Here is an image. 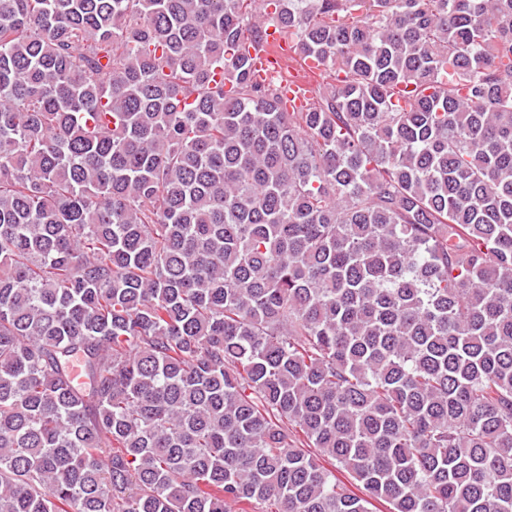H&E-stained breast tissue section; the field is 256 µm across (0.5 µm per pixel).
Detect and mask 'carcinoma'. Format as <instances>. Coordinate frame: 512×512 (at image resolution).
I'll list each match as a JSON object with an SVG mask.
<instances>
[{"label":"carcinoma","instance_id":"cac0c4a2","mask_svg":"<svg viewBox=\"0 0 512 512\" xmlns=\"http://www.w3.org/2000/svg\"><path fill=\"white\" fill-rule=\"evenodd\" d=\"M270 2L0 0V512H512V0Z\"/></svg>","mask_w":512,"mask_h":512}]
</instances>
